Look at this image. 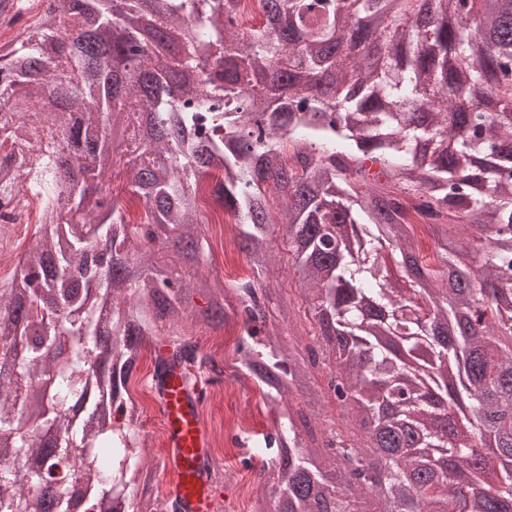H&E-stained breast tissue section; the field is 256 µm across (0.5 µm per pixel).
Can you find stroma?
Returning <instances> with one entry per match:
<instances>
[{"label": "stroma", "mask_w": 512, "mask_h": 512, "mask_svg": "<svg viewBox=\"0 0 512 512\" xmlns=\"http://www.w3.org/2000/svg\"><path fill=\"white\" fill-rule=\"evenodd\" d=\"M204 236L211 250L210 261L205 268L210 278L222 281L248 274L244 257L225 244L224 235L217 225L206 226ZM270 242L282 257L277 286L288 306L293 326L299 332L296 342L302 345L310 327L302 284L294 271L293 256L288 251L281 229L272 230ZM151 370L149 351H141L137 371L131 381V395L146 412L140 433L150 450L148 463L154 477L152 491L163 495L167 492L168 479L161 464L162 427L148 383ZM274 419V412L265 404L263 393L257 388L245 401L238 400L233 392H226L222 410L205 412L204 426L217 463L216 512H256L258 505L268 504L275 484L270 470V459L275 451L266 447L264 437L273 431Z\"/></svg>", "instance_id": "stroma-1"}]
</instances>
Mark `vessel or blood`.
I'll use <instances>...</instances> for the list:
<instances>
[{"instance_id":"b4317fda","label":"vessel or blood","mask_w":512,"mask_h":512,"mask_svg":"<svg viewBox=\"0 0 512 512\" xmlns=\"http://www.w3.org/2000/svg\"><path fill=\"white\" fill-rule=\"evenodd\" d=\"M163 424V461L171 476L169 493L183 512H213V483L207 469V434L194 389L181 367H171L156 397Z\"/></svg>"}]
</instances>
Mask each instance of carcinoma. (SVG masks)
Masks as SVG:
<instances>
[{"label":"carcinoma","instance_id":"cac0c4a2","mask_svg":"<svg viewBox=\"0 0 512 512\" xmlns=\"http://www.w3.org/2000/svg\"><path fill=\"white\" fill-rule=\"evenodd\" d=\"M58 0L0 47L14 136L27 110L51 143L31 180L44 205L32 251L0 288V512H182L152 481L129 382L184 367L192 326L237 304L248 374L278 408L267 444L275 512H512V0ZM169 38L155 60L145 33ZM224 67V83L205 73ZM310 72L316 83L300 78ZM126 162L140 223L100 189ZM236 228L253 277L207 263L197 188ZM439 229L432 261L408 220ZM281 226L313 311L286 346L270 271ZM481 232L459 242L448 226ZM168 247L194 267L161 260ZM401 258L411 287L388 265ZM207 306L192 309L193 295ZM329 368L327 385L314 370ZM465 400L468 431L440 402ZM364 441L321 428L325 399ZM122 160L121 162L119 161L120 157L118 156L117 157V160L114 159L112 161V158L109 159V163L107 165H105V179H104V184L101 185L103 191L105 188H110V190L113 189V194L114 196H117L119 195L120 199L125 196V190L124 189V186H122V180H119V178H115L116 175L118 174V172L120 170H123V164L127 161V160H132L134 158V156H130V155H127V156H121Z\"/></svg>","mask_w":512,"mask_h":512}]
</instances>
